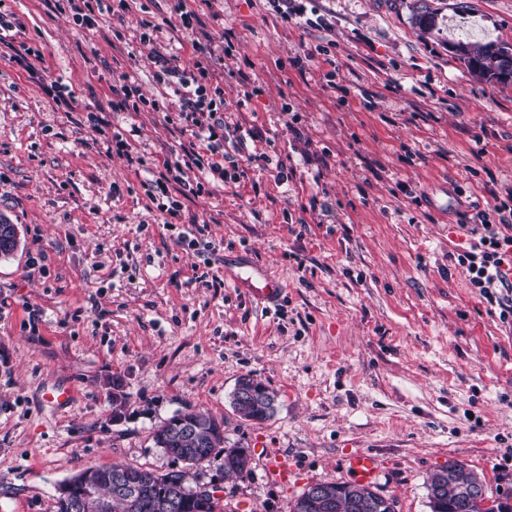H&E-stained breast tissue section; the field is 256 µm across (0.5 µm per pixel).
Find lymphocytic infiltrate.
Here are the masks:
<instances>
[{
    "instance_id": "1",
    "label": "lymphocytic infiltrate",
    "mask_w": 512,
    "mask_h": 512,
    "mask_svg": "<svg viewBox=\"0 0 512 512\" xmlns=\"http://www.w3.org/2000/svg\"><path fill=\"white\" fill-rule=\"evenodd\" d=\"M194 50L197 59L191 75L181 73L166 55L156 57L160 76L178 81L174 94L181 106L167 122L190 135L178 158L164 162L158 178L142 183L148 199H155L159 194L166 196V203L160 204L159 209L171 222L182 217L179 200L169 196L171 190H178L182 196H197L205 186L235 182L242 176L241 171L230 172L224 167V102L210 95L209 85L215 73L204 46L195 45ZM194 169L200 173L195 182L185 177L186 172ZM470 223L472 241L458 253L457 260L466 266L469 283L479 296L499 307L500 320H512V298L507 295L512 282L501 274L502 267L512 263V216L508 215L506 204L490 203L472 216Z\"/></svg>"
}]
</instances>
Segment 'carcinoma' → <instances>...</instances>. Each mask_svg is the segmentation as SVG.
Instances as JSON below:
<instances>
[{
    "label": "carcinoma",
    "mask_w": 512,
    "mask_h": 512,
    "mask_svg": "<svg viewBox=\"0 0 512 512\" xmlns=\"http://www.w3.org/2000/svg\"><path fill=\"white\" fill-rule=\"evenodd\" d=\"M437 14L423 7L413 12V24L422 33L436 27ZM464 53L456 55L469 72L478 80L501 82L503 78L490 68V60L502 49L509 47L504 41L471 44L459 41ZM261 393L252 400L237 403L236 412L247 421L262 422L274 415L277 393L257 382ZM188 421L191 432H175L177 423ZM221 422L197 412H177L160 425L152 435L155 447L174 457L185 458L181 470L159 473L141 466L114 463L110 466H91L84 475L92 483L99 497L107 504L102 512H226L221 500L191 486V471L201 466L214 451L223 448L224 433ZM243 449L224 448V475L241 476L251 472L242 458ZM116 474L125 477L135 488L136 495L129 499L115 493L112 479ZM326 506L303 491L290 506L289 512H396V499H384L369 485L324 481ZM429 512H512V494L502 492L497 497L486 494L483 481L476 474L465 471L456 462L431 473L426 481Z\"/></svg>",
    "instance_id": "1"
}]
</instances>
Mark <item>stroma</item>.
Listing matches in <instances>:
<instances>
[{
	"label": "stroma",
	"instance_id": "obj_1",
	"mask_svg": "<svg viewBox=\"0 0 512 512\" xmlns=\"http://www.w3.org/2000/svg\"><path fill=\"white\" fill-rule=\"evenodd\" d=\"M0 1L45 59L34 79L0 56V218L20 234L0 258V512H54L91 466L179 469L151 435L186 409L251 451L249 475L225 479L218 454L194 476L233 512H288L309 485L352 482L357 450L379 457L374 487L399 512H428L426 479L451 461L512 490V325L455 259L461 213L512 188V81H480L448 49L512 43V0H194L226 123L262 132L230 158L265 153L288 175L253 168L182 199L212 250L181 244L183 225L141 186L184 141L150 106L164 91L155 53L188 73L196 57L172 0H127L93 35L54 0ZM417 6L437 11L438 32L420 35ZM145 20L160 27L150 41ZM125 74L141 111L111 108ZM56 80L70 104L43 91ZM117 134L145 168L116 153ZM237 253L285 280L284 306L201 281ZM245 374L277 392L270 420L234 412ZM57 386L73 402H47ZM268 452L295 464L290 484L266 479Z\"/></svg>",
	"mask_w": 512,
	"mask_h": 512
}]
</instances>
